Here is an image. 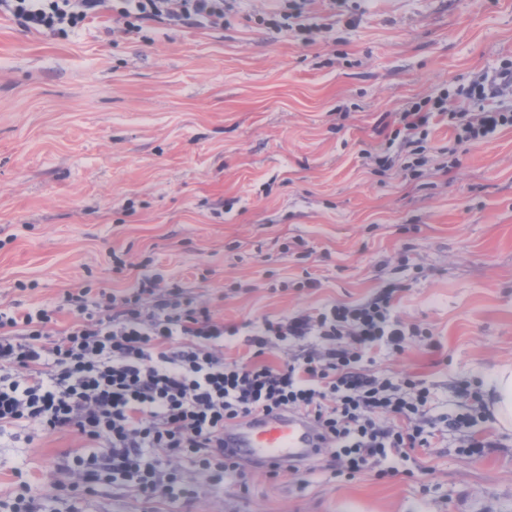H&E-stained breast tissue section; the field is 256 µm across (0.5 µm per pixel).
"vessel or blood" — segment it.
Instances as JSON below:
<instances>
[{
  "label": "vessel or blood",
  "mask_w": 512,
  "mask_h": 512,
  "mask_svg": "<svg viewBox=\"0 0 512 512\" xmlns=\"http://www.w3.org/2000/svg\"><path fill=\"white\" fill-rule=\"evenodd\" d=\"M229 447L243 449L252 460L286 464L309 458L317 446L312 425L289 415H257L224 433Z\"/></svg>",
  "instance_id": "vessel-or-blood-1"
}]
</instances>
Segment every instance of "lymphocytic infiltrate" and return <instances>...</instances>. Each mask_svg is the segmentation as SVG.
<instances>
[{"instance_id": "lymphocytic-infiltrate-1", "label": "lymphocytic infiltrate", "mask_w": 512, "mask_h": 512, "mask_svg": "<svg viewBox=\"0 0 512 512\" xmlns=\"http://www.w3.org/2000/svg\"><path fill=\"white\" fill-rule=\"evenodd\" d=\"M236 0H0L23 29L60 36L108 11L119 31L149 22L220 30ZM487 74L463 88L407 105L386 136L385 150L369 153L378 168L416 176L425 165L430 128L444 124L453 148L478 144L512 129V111L487 107L497 93ZM399 288L389 283L355 305L336 304L311 315L216 322L192 305L181 288L142 278L132 292L106 295L98 315L55 333L54 310L0 308V433L33 429L73 433L81 440L58 469L57 489L104 488L131 482L152 502L189 499L193 489L173 462L189 460L214 483L244 484L249 466L224 432L256 413L307 416L319 432L316 453L333 474L371 472L392 478L395 460L431 447V394L421 382L381 378L364 365L367 352L398 351L406 328L393 315ZM247 330L248 353L229 360L224 340ZM311 345L280 365L263 360L274 348ZM487 404L452 411L443 431L461 433L470 456L489 442L477 424Z\"/></svg>"}]
</instances>
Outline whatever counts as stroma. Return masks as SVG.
Here are the masks:
<instances>
[{"mask_svg":"<svg viewBox=\"0 0 512 512\" xmlns=\"http://www.w3.org/2000/svg\"><path fill=\"white\" fill-rule=\"evenodd\" d=\"M239 0L224 30L104 12L68 37L0 15V304L79 314L65 293H121L161 276L241 325L402 286L395 313L429 328L373 351L382 377L421 380L432 419L458 385L512 367V130L449 153L429 133L420 177L374 172L382 122L512 59V0H312L306 43ZM472 458L436 437L398 476H251L192 501L147 503L123 483L54 488L74 434L0 435V512L27 481L48 512H512V431L487 417Z\"/></svg>","mask_w":512,"mask_h":512,"instance_id":"obj_1","label":"stroma"}]
</instances>
